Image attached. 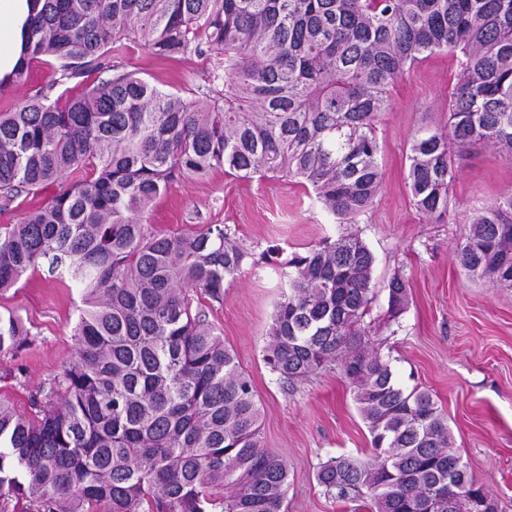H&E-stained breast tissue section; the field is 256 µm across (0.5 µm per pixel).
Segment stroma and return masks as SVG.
Segmentation results:
<instances>
[{
    "instance_id": "stroma-1",
    "label": "stroma",
    "mask_w": 512,
    "mask_h": 512,
    "mask_svg": "<svg viewBox=\"0 0 512 512\" xmlns=\"http://www.w3.org/2000/svg\"><path fill=\"white\" fill-rule=\"evenodd\" d=\"M121 45L111 64L186 98L223 59L209 48L201 55L160 60L142 44L125 39ZM458 59V53L437 52L391 88L390 105L377 123L382 187L349 230L376 256L375 298L365 318L372 348L392 359L403 383L431 393L469 473L497 501L498 512H512V287L470 279L455 257L474 218L512 190V161L493 147L472 145L458 162L444 224L416 210L407 181L416 131L448 122ZM144 222L165 231L221 224L256 255L271 244L287 255L302 251L342 230L297 180H244L220 169L171 182ZM398 270L408 281L410 304L390 322L385 318L387 284ZM281 294L275 268L250 262L225 280L223 302L201 294L193 300L203 305L215 334L254 385L264 447L288 460V512H353V502L321 484L318 471L340 455L367 459L370 435L339 367L290 383L266 363L271 314ZM80 305L78 291L49 276L43 264L0 292V315L19 314L33 333L31 345L21 352L0 353L1 397L25 410L50 386L73 357Z\"/></svg>"
}]
</instances>
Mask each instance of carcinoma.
<instances>
[{
	"instance_id": "cac0c4a2",
	"label": "carcinoma",
	"mask_w": 512,
	"mask_h": 512,
	"mask_svg": "<svg viewBox=\"0 0 512 512\" xmlns=\"http://www.w3.org/2000/svg\"><path fill=\"white\" fill-rule=\"evenodd\" d=\"M20 62L0 91L53 60L59 81L110 68L121 38L175 59L224 53L195 98L133 73L50 99L41 87L0 112V211L72 183L0 225V291L43 260L80 291L76 355L28 412L0 398V512H288V461L261 445L249 377L192 294L224 301L249 253L220 224L151 231L144 214L184 174L222 169L297 179L340 223L365 212L382 171L376 122L411 65L460 51L448 125L425 126L408 156L414 206L448 221L453 157L482 142L512 160V0H33ZM222 87H217V83ZM265 360L288 382L340 366L370 434L366 460L338 456L320 481L370 512H467L487 492L451 448L432 395L409 388L369 346L376 258L342 232L281 261ZM456 259L512 285V191L472 224ZM387 318L409 306L402 271ZM30 330L0 316V352Z\"/></svg>"
}]
</instances>
